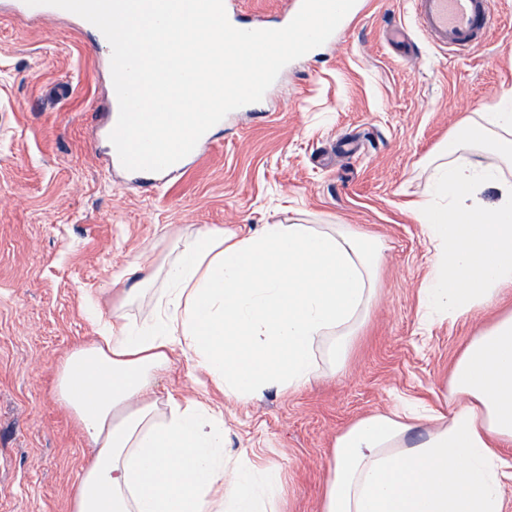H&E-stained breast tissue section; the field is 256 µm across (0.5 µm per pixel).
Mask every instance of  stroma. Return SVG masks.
Returning <instances> with one entry per match:
<instances>
[{"mask_svg":"<svg viewBox=\"0 0 512 512\" xmlns=\"http://www.w3.org/2000/svg\"><path fill=\"white\" fill-rule=\"evenodd\" d=\"M500 11L504 27L472 53L418 37L399 53L386 30L415 29L409 0H372L342 44L293 61L272 85L270 121L237 113L166 185L123 188L92 120L110 92L108 49L70 21L0 10V512H70L93 450L56 399V369L95 340L99 320L144 318L159 289L127 299V270L162 267L174 241L204 227L246 235L292 218L385 246L343 361L320 341L308 385L229 402L178 354L157 379L158 401L222 407L229 450L280 470L279 512H318L332 443L355 420L404 398L444 407L456 360L512 310V294L422 325L431 251L412 210L428 190L424 161L462 120L512 95V0Z\"/></svg>","mask_w":512,"mask_h":512,"instance_id":"1","label":"stroma"}]
</instances>
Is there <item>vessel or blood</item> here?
<instances>
[{
    "label": "vessel or blood",
    "instance_id": "vessel-or-blood-1",
    "mask_svg": "<svg viewBox=\"0 0 512 512\" xmlns=\"http://www.w3.org/2000/svg\"><path fill=\"white\" fill-rule=\"evenodd\" d=\"M420 32L430 45L440 49H469L486 41L497 28L500 14L496 0H413ZM229 23L241 30L263 28L262 20L242 14L236 0H225ZM12 12L21 19L65 17V10L52 6H30L12 0Z\"/></svg>",
    "mask_w": 512,
    "mask_h": 512
}]
</instances>
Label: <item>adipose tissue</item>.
<instances>
[{
  "label": "adipose tissue",
  "mask_w": 512,
  "mask_h": 512,
  "mask_svg": "<svg viewBox=\"0 0 512 512\" xmlns=\"http://www.w3.org/2000/svg\"><path fill=\"white\" fill-rule=\"evenodd\" d=\"M431 163L415 219L433 247L422 319L490 307L512 289V97L466 120ZM494 202L482 201L485 188ZM149 317L107 321L58 365L56 397L95 450L71 512H278L277 470L225 451L224 414L149 392L173 353L225 399L295 389L316 374L324 336L344 346L368 303L383 246L341 226L201 228L173 247ZM512 312L473 336L448 408L363 417L333 444L319 512H506L512 482Z\"/></svg>",
  "instance_id": "obj_1"
}]
</instances>
